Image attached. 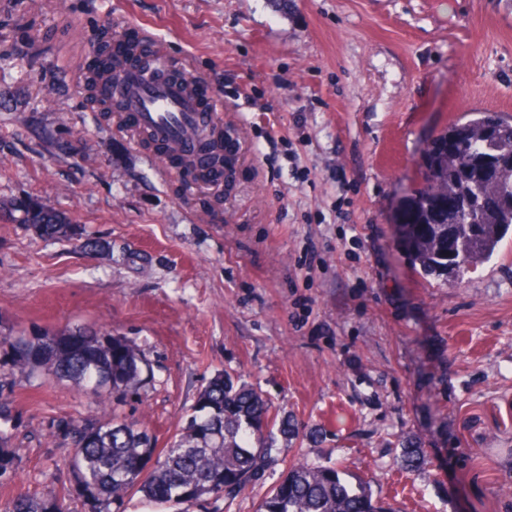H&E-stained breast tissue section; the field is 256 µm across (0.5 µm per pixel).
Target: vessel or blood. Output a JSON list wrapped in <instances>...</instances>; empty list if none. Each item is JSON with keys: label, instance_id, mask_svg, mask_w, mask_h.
Listing matches in <instances>:
<instances>
[{"label": "vessel or blood", "instance_id": "1", "mask_svg": "<svg viewBox=\"0 0 512 512\" xmlns=\"http://www.w3.org/2000/svg\"><path fill=\"white\" fill-rule=\"evenodd\" d=\"M115 94L137 127L174 153L188 155L202 144L218 141L216 114L203 111L188 76L170 74L162 53L121 69Z\"/></svg>", "mask_w": 512, "mask_h": 512}]
</instances>
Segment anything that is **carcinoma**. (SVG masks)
<instances>
[{
	"label": "carcinoma",
	"instance_id": "cac0c4a2",
	"mask_svg": "<svg viewBox=\"0 0 512 512\" xmlns=\"http://www.w3.org/2000/svg\"><path fill=\"white\" fill-rule=\"evenodd\" d=\"M422 180L404 209L408 251L426 275L453 284L490 259L512 235V119L469 110L440 133L423 157ZM448 192L437 191V181ZM45 237H68L73 226L55 214H25ZM49 368L58 378L89 387L99 401L140 394L149 365L121 336L77 327L63 333L0 337V370L33 375ZM287 435L294 422L269 419L256 390L222 374L200 391L193 412L174 441L156 440L133 420L102 424L94 418L62 419L58 435L73 447L71 493L88 512H125L132 492L160 512L205 499H231L261 480L272 460V430ZM11 437L0 429V482L20 462ZM53 496L19 493L0 512H58ZM257 512H391L361 481L334 466H291Z\"/></svg>",
	"mask_w": 512,
	"mask_h": 512
}]
</instances>
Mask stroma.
Returning a JSON list of instances; mask_svg holds the SVG:
<instances>
[{"label": "stroma", "instance_id": "obj_1", "mask_svg": "<svg viewBox=\"0 0 512 512\" xmlns=\"http://www.w3.org/2000/svg\"><path fill=\"white\" fill-rule=\"evenodd\" d=\"M134 27L208 82L228 182L182 177L76 90ZM471 109L512 116V0H0V332L92 325L150 365L105 404L0 371L21 458L0 506L87 512L57 421L132 418L163 448L222 372L297 433L259 482L188 512H256L296 462L395 512H512V241L452 288L413 269L400 222L425 149ZM22 199L74 235H38ZM60 503L53 496H32L26 493H18L13 499L1 507V512H63L56 510Z\"/></svg>", "mask_w": 512, "mask_h": 512}]
</instances>
